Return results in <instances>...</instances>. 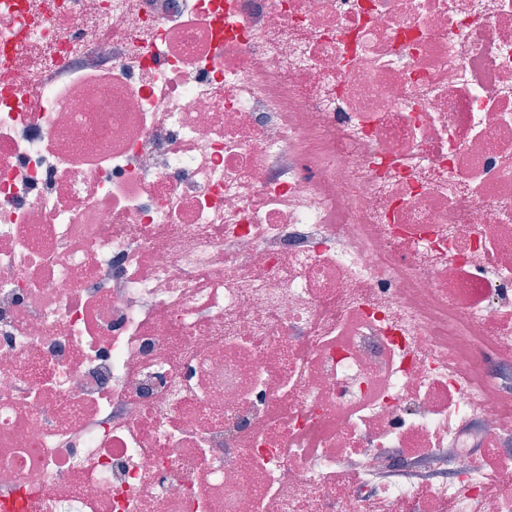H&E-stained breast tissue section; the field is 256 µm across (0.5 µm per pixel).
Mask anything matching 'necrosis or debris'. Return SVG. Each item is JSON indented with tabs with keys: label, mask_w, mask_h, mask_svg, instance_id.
<instances>
[{
	"label": "necrosis or debris",
	"mask_w": 512,
	"mask_h": 512,
	"mask_svg": "<svg viewBox=\"0 0 512 512\" xmlns=\"http://www.w3.org/2000/svg\"><path fill=\"white\" fill-rule=\"evenodd\" d=\"M512 512V0H0V504Z\"/></svg>",
	"instance_id": "necrosis-or-debris-1"
}]
</instances>
